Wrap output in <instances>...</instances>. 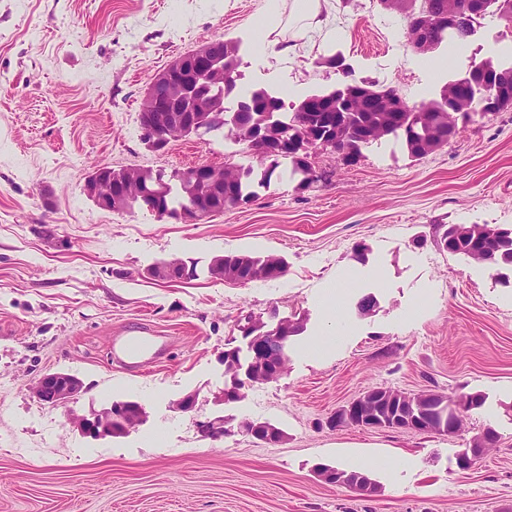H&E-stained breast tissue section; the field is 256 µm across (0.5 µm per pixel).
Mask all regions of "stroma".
<instances>
[{
  "label": "stroma",
  "mask_w": 512,
  "mask_h": 512,
  "mask_svg": "<svg viewBox=\"0 0 512 512\" xmlns=\"http://www.w3.org/2000/svg\"><path fill=\"white\" fill-rule=\"evenodd\" d=\"M332 30L300 36L293 0H281L275 38L297 46L260 56L266 0H0V512H512V286L485 266L414 246L433 224L512 227V105L473 113L452 141L411 158L393 138L355 163L317 150L319 180L301 184L282 161L259 196L188 221L144 207L100 209L86 184L101 164L173 173L233 163L261 171L225 131L190 135L156 151L138 114L150 81L216 38L240 45L238 88L267 90L295 111L344 79L395 88L411 105L438 98L475 65L512 67V23L495 16L464 43L403 52L402 17L378 0H330ZM340 55L345 73L322 66ZM384 276L372 284L354 256ZM276 253V280L217 281L215 257ZM179 259L194 279L163 281L154 264ZM343 278L338 318L323 306ZM366 295L374 314L360 316ZM267 326L305 322L276 379L222 398L226 347H245V316ZM168 336L158 363L111 364V336L136 323ZM79 378L82 413L136 401L144 420L93 438L39 402L48 372ZM485 395L461 435L328 428L362 392ZM195 398L192 411L174 404ZM223 420L224 436L201 423ZM284 433L264 444L245 429ZM498 439L471 470L456 453L486 428ZM327 464L368 473L374 494L323 483Z\"/></svg>",
  "instance_id": "obj_1"
}]
</instances>
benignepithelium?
I'll list each match as a JSON object with an SVG mask.
<instances>
[{
    "label": "benign epithelium",
    "instance_id": "7a95c632",
    "mask_svg": "<svg viewBox=\"0 0 512 512\" xmlns=\"http://www.w3.org/2000/svg\"><path fill=\"white\" fill-rule=\"evenodd\" d=\"M216 43L208 42L193 51L190 57H182L171 63L151 83L143 96L140 113L143 134L156 146L169 141V134L200 132L220 118L224 98L213 90L224 87V56L214 53ZM448 109L464 118L467 96L455 83L448 84ZM377 112H398L400 101L389 91L371 102ZM249 146L267 159L288 154V135L279 129L263 127ZM213 165H199L178 171V176L190 184L196 195L205 200L222 198L224 178ZM142 170L125 168L118 171L102 165L89 177L87 191L95 203L106 211H125L133 200L131 188L141 184ZM154 277L170 281L190 279L192 269L177 259L163 260L148 269ZM295 323L279 321L268 331H256L248 336L250 360L240 372L238 386L268 382L283 371L285 347ZM82 392L81 381L68 373L49 372L35 383L34 395L51 407H65ZM467 401L450 399L439 403L433 392L409 393L391 387H375L357 399L341 406L330 420L332 428L360 427L365 429H406L457 436L460 422L470 413ZM145 411L138 402L113 403L87 415L67 414V421L82 434L92 437L112 435V426L126 432L142 422ZM486 445H473L461 450L459 468H472L484 455ZM321 481L337 487L357 490L364 495L372 494L375 486L362 474H345L340 471L318 470Z\"/></svg>",
    "mask_w": 512,
    "mask_h": 512
}]
</instances>
